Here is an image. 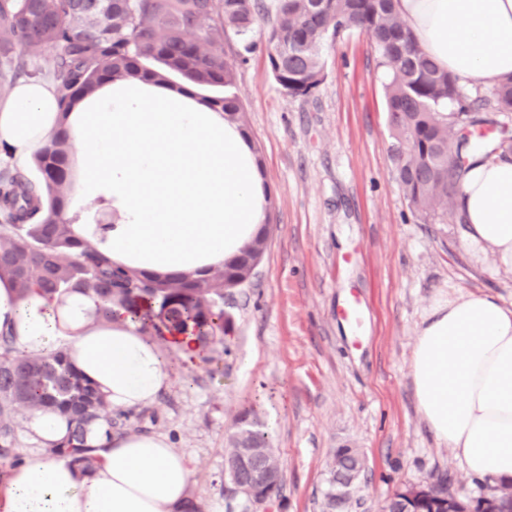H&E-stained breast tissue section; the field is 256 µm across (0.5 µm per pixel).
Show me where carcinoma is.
Listing matches in <instances>:
<instances>
[{"mask_svg":"<svg viewBox=\"0 0 512 512\" xmlns=\"http://www.w3.org/2000/svg\"><path fill=\"white\" fill-rule=\"evenodd\" d=\"M265 34L269 74L290 97H308L325 78L323 49L350 31L368 36L378 65L389 76L385 107L393 139L395 178L412 211L423 221L446 224L467 156L512 153V136L485 140L463 130L490 121L485 110L512 112V75L502 79L490 99H470L456 80L417 44L394 0H277ZM266 15L263 0H0V79L13 84L31 76L27 55L54 50L52 74L60 110L66 115L107 81L131 77L171 89L192 90L203 104L246 125L232 93L237 66L258 48L253 34ZM237 37L232 54L224 50L228 34ZM72 144L57 130L34 157L39 178L21 173L0 177V281L19 297L32 290L63 301L78 293L97 302L94 316L109 319L112 307L159 331L191 330L203 360L224 343L230 320L224 319V289L251 282L268 244V233L252 239L239 256L196 279L187 274H148L115 266L109 257L73 231L79 217H67ZM52 408L67 418L68 436L48 449L72 457L82 471L95 464L86 445L89 424L109 428L105 396L59 350L46 355L17 352L0 334V439L10 434L19 409ZM228 473L253 481L261 472H277L280 462L251 414L241 415L228 437ZM361 464L352 448H339L334 480Z\"/></svg>","mask_w":512,"mask_h":512,"instance_id":"obj_1","label":"carcinoma"}]
</instances>
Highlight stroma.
Returning a JSON list of instances; mask_svg holds the SVG:
<instances>
[{
	"mask_svg": "<svg viewBox=\"0 0 512 512\" xmlns=\"http://www.w3.org/2000/svg\"><path fill=\"white\" fill-rule=\"evenodd\" d=\"M323 57L326 78L308 97L277 90L266 46L238 67L235 93L274 200L269 245L252 283L224 295L223 348L189 365L163 347L167 388L128 413L127 431L162 436L189 459L205 512H380L406 484L444 475L462 500L483 486L422 421L410 358L438 301L474 291L511 306L512 270L475 260L458 219L427 224L409 208L394 174L389 77L370 39L350 33ZM350 302L362 329L342 316ZM245 411L281 461L268 503L228 480L226 438ZM27 418L14 416L0 482L42 452ZM344 447L364 466L340 494L332 468Z\"/></svg>",
	"mask_w": 512,
	"mask_h": 512,
	"instance_id": "1",
	"label": "stroma"
}]
</instances>
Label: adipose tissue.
Returning <instances> with one entry per match:
<instances>
[{"label": "adipose tissue", "instance_id": "obj_1", "mask_svg": "<svg viewBox=\"0 0 512 512\" xmlns=\"http://www.w3.org/2000/svg\"><path fill=\"white\" fill-rule=\"evenodd\" d=\"M395 8L458 86L492 88L512 75V0H395ZM62 124L75 150L69 215L106 203L118 217L75 232L116 265L201 278L262 232L266 187L250 135L191 93L114 82L64 117L53 89L24 82L0 105V146L24 168ZM457 213L470 249L512 270V155L469 156ZM95 308L82 294L22 298L0 282V333L17 349H67L113 409L152 403L169 382L159 344L124 310L104 322ZM410 372L422 420L467 472L512 479V309L475 293L437 304ZM87 443L98 459L92 473L52 454L11 469L0 512H182L192 469L164 437L98 425Z\"/></svg>", "mask_w": 512, "mask_h": 512}]
</instances>
